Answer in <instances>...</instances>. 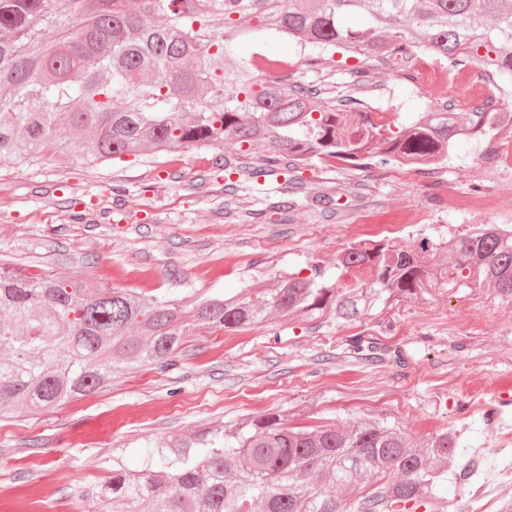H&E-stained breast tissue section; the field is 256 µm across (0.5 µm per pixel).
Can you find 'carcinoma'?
Returning <instances> with one entry per match:
<instances>
[{"instance_id": "cac0c4a2", "label": "carcinoma", "mask_w": 512, "mask_h": 512, "mask_svg": "<svg viewBox=\"0 0 512 512\" xmlns=\"http://www.w3.org/2000/svg\"><path fill=\"white\" fill-rule=\"evenodd\" d=\"M350 13L363 22L344 23ZM268 37L296 43L310 65L337 47L380 63L419 49L512 85V0H0V161L37 165L68 150V163L102 164L230 145L215 165L255 181L360 151L444 164L458 140L505 129L486 104L453 112L446 101L407 126L376 124L359 97L325 102L323 88L273 75L287 56L237 54L238 40ZM256 149L264 165L238 164ZM439 281L511 302L512 235L480 224L428 260L387 239L353 243L332 277L314 266L190 303L0 266V415L59 406L135 362L166 370L199 330L272 315L354 323ZM150 448L142 468L118 460L101 485L112 512L146 500L154 512H435L456 454L448 431L416 445L383 419L290 427L274 414Z\"/></svg>"}]
</instances>
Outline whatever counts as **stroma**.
Wrapping results in <instances>:
<instances>
[{"instance_id": "stroma-1", "label": "stroma", "mask_w": 512, "mask_h": 512, "mask_svg": "<svg viewBox=\"0 0 512 512\" xmlns=\"http://www.w3.org/2000/svg\"><path fill=\"white\" fill-rule=\"evenodd\" d=\"M358 63L330 52L303 65L300 79L344 95ZM423 64L413 57L378 66L364 100L401 124L435 107L444 87L407 78ZM504 139L490 130L457 143L441 176L457 191L494 197L496 214L465 213L449 198L408 225L397 245L415 250L425 239L512 219V163L483 160ZM216 154L202 146L174 150L171 163L127 155L97 166L0 165V265L189 301L268 288L314 265L333 275L364 211L423 204L420 178L392 166L316 164L303 171L294 209L277 211L283 177L243 182L227 195ZM116 183L126 189L118 203ZM317 193L339 196L341 209L323 211L310 200ZM359 335L373 349L355 351ZM495 412L512 417V302L472 284L428 287L348 325L273 319L190 336L168 371L135 369L55 409L1 420L0 512H105L96 489L114 460L138 467L148 444L268 413L295 425L371 415L417 441L451 429L457 454L435 494L453 512L467 494L455 475L473 453L486 467L503 462L486 421Z\"/></svg>"}]
</instances>
